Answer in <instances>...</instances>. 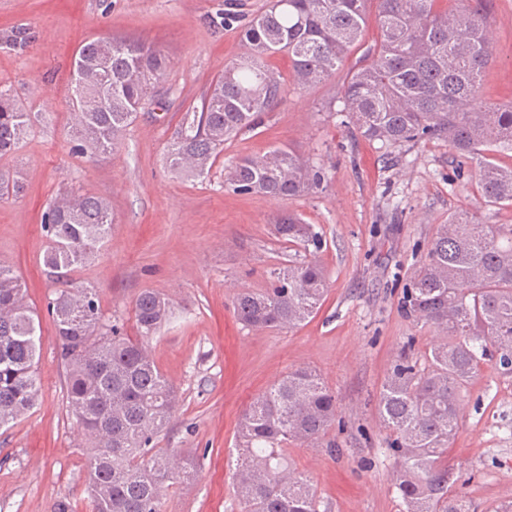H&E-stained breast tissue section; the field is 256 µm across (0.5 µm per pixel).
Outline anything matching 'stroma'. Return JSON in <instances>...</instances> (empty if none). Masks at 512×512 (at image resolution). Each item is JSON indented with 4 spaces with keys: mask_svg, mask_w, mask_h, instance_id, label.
Listing matches in <instances>:
<instances>
[{
    "mask_svg": "<svg viewBox=\"0 0 512 512\" xmlns=\"http://www.w3.org/2000/svg\"><path fill=\"white\" fill-rule=\"evenodd\" d=\"M455 11L479 7L492 58L479 87L487 105L512 102V0H440ZM224 0H0V88L30 112L32 124L0 175L20 178L19 196L0 198V263L20 275L41 323L37 406L0 429V512H52L57 502L90 512L87 447L63 390L47 303L56 284L42 256V215L59 192L106 197L112 234L99 259L79 273L99 290L104 318L132 333L135 300L150 289L169 298V322L148 345L180 394L158 445L193 458L194 473L166 492L162 512H241L235 437L245 405L289 370L308 367L336 396V419L320 443L289 447L293 466L314 485L327 512H401L398 466L377 414L384 376L406 342L422 355L436 342L408 315L404 291L436 229L451 212L478 211L512 224V209L486 206L474 165L460 164L442 140L383 147L364 140L330 105L348 70L379 40L377 0L346 66L314 87L290 91L254 129L224 146L209 175L172 171L168 148L185 112L200 106L224 65L242 51L240 23H225ZM28 40L10 46L16 31ZM133 39L162 49L170 70L160 105L138 113L113 154L72 152L68 79L88 40ZM322 170V185L290 200L234 193L230 165L279 145ZM284 211L315 225L316 258L328 292L319 313L297 328L256 331L240 324L233 302L265 288L274 269L295 260L273 222ZM457 484L475 512L512 501V374L483 364L461 403L459 433L448 450Z\"/></svg>",
    "mask_w": 512,
    "mask_h": 512,
    "instance_id": "1",
    "label": "stroma"
}]
</instances>
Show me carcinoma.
<instances>
[{"mask_svg": "<svg viewBox=\"0 0 512 512\" xmlns=\"http://www.w3.org/2000/svg\"><path fill=\"white\" fill-rule=\"evenodd\" d=\"M380 43L350 72L341 111L364 139L402 146L448 141L478 170L488 206L512 207V104L487 107L478 98L492 55L485 18L474 11L434 9L436 0H378ZM368 0H272L241 26L243 51L184 114L169 166L188 177L209 173L224 143L284 102L286 81L267 60L284 54L294 88L326 80L358 42ZM72 72L73 131L97 156L115 152L138 112L156 101L169 59L127 39H93ZM31 126L30 113L0 90V159L15 154ZM324 179L286 146L238 159L227 183L242 194L283 199L309 194ZM112 229L104 197L77 190L53 198L44 215L43 264L58 284L47 311L55 327L66 401L89 447L91 512H161V500L192 474L188 458L154 447L175 415L177 388L157 366L144 338L169 320L167 298L142 291L134 307L136 336L103 320L97 288L75 274L93 263ZM277 238L304 251L320 248L314 225L294 213L276 218ZM324 268L304 258L272 274L270 286L244 289L238 320L255 330L295 328L326 299ZM405 307L441 336L420 358L404 353L387 372L378 414L388 448L400 459L394 485L402 512H471L448 468L458 431V403L482 364L495 360L512 373V224H487L468 210L448 215L406 290ZM43 336L21 278L0 264V429L35 408ZM336 417V397L309 368H297L255 398L235 440V483L243 512H319L316 490L291 467L288 446L318 443Z\"/></svg>", "mask_w": 512, "mask_h": 512, "instance_id": "carcinoma-1", "label": "carcinoma"}]
</instances>
